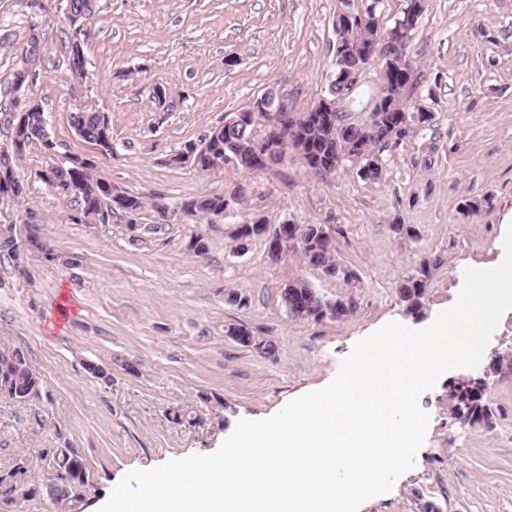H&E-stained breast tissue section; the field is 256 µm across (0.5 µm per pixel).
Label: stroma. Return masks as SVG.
Returning <instances> with one entry per match:
<instances>
[{
	"instance_id": "1",
	"label": "stroma",
	"mask_w": 512,
	"mask_h": 512,
	"mask_svg": "<svg viewBox=\"0 0 512 512\" xmlns=\"http://www.w3.org/2000/svg\"><path fill=\"white\" fill-rule=\"evenodd\" d=\"M66 0H0V108H7L16 49L31 30L48 32L31 94L52 135L91 159L101 178L125 190L166 198L173 215H140L141 241L125 222H75L74 198L59 197L37 179L49 163L32 148L21 170L26 206L0 211L18 234L37 225L52 257L37 253L24 268L0 259V340L22 347L49 393L36 408L0 399V474L20 453L41 486L47 465L39 452L71 443L83 454L91 503L107 500L124 474L172 458L215 451L241 418L264 419L303 393L320 389L361 338L397 321L429 326L455 301L465 267L489 268L503 258V219L512 213V0H425L409 46L416 87L409 109L430 114L382 153L383 176L355 170L309 172L295 156L259 174L227 165L200 172L166 164L167 154L200 140L224 116L267 89L303 108L325 87L333 67L334 22L361 0H98L85 47L89 77L71 81L61 38ZM168 88L165 111L150 96ZM107 113L113 153L75 137L70 112ZM239 183L266 195L271 223L330 224L336 257L354 281L325 277L288 253L268 264L262 241L234 252L228 226L179 214L182 201L220 194ZM480 210L465 215V202ZM415 236L389 229L393 220ZM204 235L209 252L186 248ZM431 273L425 316H406L396 289L422 262ZM302 278L326 299H352L345 320L290 317L280 290ZM230 291L248 298L225 303ZM247 327L273 343L267 357L227 336ZM103 366V381L86 363ZM443 374L420 398L430 416L413 470L363 512H512V371L488 376V424L470 427L448 414L451 380ZM197 415L177 425L170 411Z\"/></svg>"
}]
</instances>
